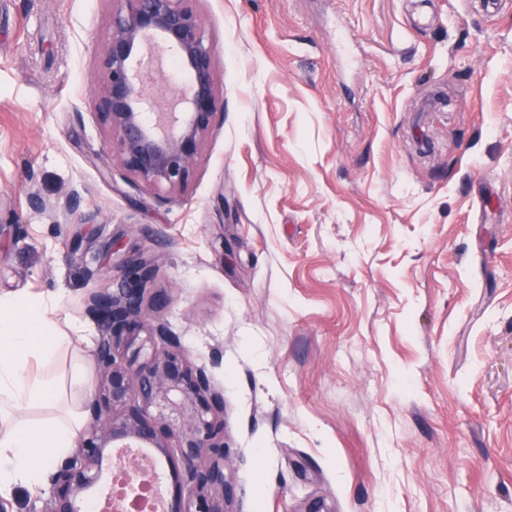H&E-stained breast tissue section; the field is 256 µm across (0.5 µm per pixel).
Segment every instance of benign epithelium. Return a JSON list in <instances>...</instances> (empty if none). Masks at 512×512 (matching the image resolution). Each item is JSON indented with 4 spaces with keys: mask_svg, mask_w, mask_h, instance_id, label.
<instances>
[{
    "mask_svg": "<svg viewBox=\"0 0 512 512\" xmlns=\"http://www.w3.org/2000/svg\"><path fill=\"white\" fill-rule=\"evenodd\" d=\"M112 35L100 60L99 108L118 132V163L149 187L183 188L189 181L204 137L220 106L211 48L203 39L192 0H117ZM162 48L186 68L191 79L175 91L152 92L145 51ZM80 194L55 201L36 190L30 205L48 210L59 224L74 214ZM124 268L138 274L117 291L93 290L85 312L100 329L97 381L85 398L88 420L76 454L49 474L51 496L42 512H80L102 476L104 462L123 476L120 499L139 476L127 468L129 454L118 448H149L167 461L176 483L188 489L169 512H233L234 485L225 472L224 420L206 375L189 364L168 327L149 319L164 293L152 287L155 264L136 248L124 252Z\"/></svg>",
    "mask_w": 512,
    "mask_h": 512,
    "instance_id": "7a95c632",
    "label": "benign epithelium"
}]
</instances>
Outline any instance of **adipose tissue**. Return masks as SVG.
Wrapping results in <instances>:
<instances>
[{"instance_id": "adipose-tissue-1", "label": "adipose tissue", "mask_w": 512, "mask_h": 512, "mask_svg": "<svg viewBox=\"0 0 512 512\" xmlns=\"http://www.w3.org/2000/svg\"><path fill=\"white\" fill-rule=\"evenodd\" d=\"M72 337L51 333L46 311L23 297L0 298V495L19 485L35 489L47 471L64 459L84 424L76 407L28 420L24 411L48 406L59 397H84L91 383L87 357L73 358L57 375L59 355ZM38 372H31L30 363Z\"/></svg>"}]
</instances>
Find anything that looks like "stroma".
I'll use <instances>...</instances> for the list:
<instances>
[{
	"instance_id": "stroma-1",
	"label": "stroma",
	"mask_w": 512,
	"mask_h": 512,
	"mask_svg": "<svg viewBox=\"0 0 512 512\" xmlns=\"http://www.w3.org/2000/svg\"><path fill=\"white\" fill-rule=\"evenodd\" d=\"M193 6L222 106L171 190L101 162L113 0H0V296L96 337L113 243L154 256L237 512H512V0ZM80 194L77 190H72L63 198H59L55 201L45 200L36 190L33 188L28 192V199L30 205L37 210H49L56 218V222L59 224H67L71 216L74 214Z\"/></svg>"
}]
</instances>
